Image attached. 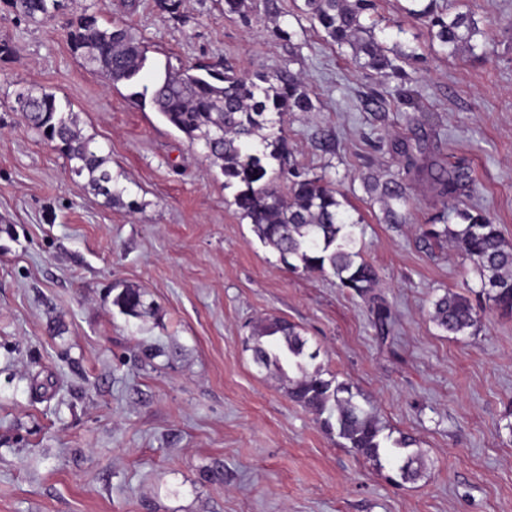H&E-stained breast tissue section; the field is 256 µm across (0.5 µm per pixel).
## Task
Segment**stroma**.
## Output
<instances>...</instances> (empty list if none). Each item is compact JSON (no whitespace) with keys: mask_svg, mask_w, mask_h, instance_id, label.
Here are the masks:
<instances>
[{"mask_svg":"<svg viewBox=\"0 0 512 512\" xmlns=\"http://www.w3.org/2000/svg\"><path fill=\"white\" fill-rule=\"evenodd\" d=\"M300 3L278 0L272 19L260 0L243 17L224 0H180L174 13L68 0L45 23L0 4V512H512V317L484 310L457 339L437 328L432 300L478 285L454 246L420 240L443 201L428 173L411 174L414 221L387 224L369 190L396 169L389 141L418 140L424 160L471 167L472 204L512 240V0H456L489 26L481 59L432 47L407 0H378L383 48L424 56L403 80L359 69ZM91 13L149 44V87L195 62L300 75L316 107L286 113L282 133L358 219L355 249L378 270L392 336L335 276L287 269L200 145L83 66L69 31ZM23 88L71 105L122 200L89 192L22 124L11 105ZM409 88L420 108L401 104ZM116 284L153 311L122 314ZM268 317L295 325L324 377L350 384L386 434L416 439L423 479L385 480L289 398L287 376L255 363L245 339Z\"/></svg>","mask_w":512,"mask_h":512,"instance_id":"stroma-1","label":"stroma"}]
</instances>
